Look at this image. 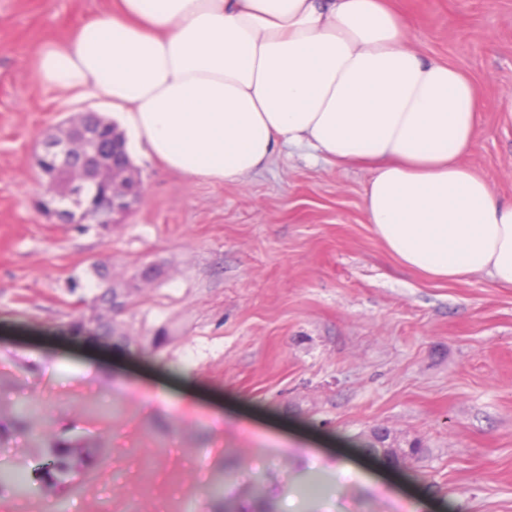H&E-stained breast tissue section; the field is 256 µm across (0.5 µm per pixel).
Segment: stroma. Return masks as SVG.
I'll return each instance as SVG.
<instances>
[{
    "mask_svg": "<svg viewBox=\"0 0 512 512\" xmlns=\"http://www.w3.org/2000/svg\"><path fill=\"white\" fill-rule=\"evenodd\" d=\"M411 46L476 84L463 162L512 201V0H389ZM114 0H0V512H512V286L438 282L369 224L368 168L279 147L244 183L133 155L112 224L34 202L47 134L98 100L31 62ZM115 288L126 306L92 307ZM388 430L403 466L371 452ZM92 454L70 487L30 479L56 440ZM348 471H341L340 462Z\"/></svg>",
    "mask_w": 512,
    "mask_h": 512,
    "instance_id": "1",
    "label": "stroma"
}]
</instances>
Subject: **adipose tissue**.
Listing matches in <instances>:
<instances>
[{"mask_svg":"<svg viewBox=\"0 0 512 512\" xmlns=\"http://www.w3.org/2000/svg\"><path fill=\"white\" fill-rule=\"evenodd\" d=\"M32 73L111 104L131 148L194 181L241 182L281 142L369 164L368 222L404 266L512 284V201L462 161L477 89L424 60L387 0H118Z\"/></svg>","mask_w":512,"mask_h":512,"instance_id":"adipose-tissue-1","label":"adipose tissue"}]
</instances>
